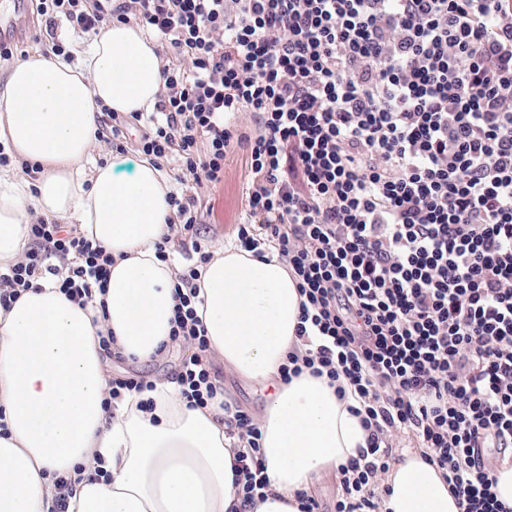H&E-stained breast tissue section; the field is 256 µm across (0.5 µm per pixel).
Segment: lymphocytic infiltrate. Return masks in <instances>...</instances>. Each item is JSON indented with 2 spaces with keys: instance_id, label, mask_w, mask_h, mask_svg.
I'll use <instances>...</instances> for the list:
<instances>
[{
  "instance_id": "lymphocytic-infiltrate-1",
  "label": "lymphocytic infiltrate",
  "mask_w": 512,
  "mask_h": 512,
  "mask_svg": "<svg viewBox=\"0 0 512 512\" xmlns=\"http://www.w3.org/2000/svg\"><path fill=\"white\" fill-rule=\"evenodd\" d=\"M46 25L97 36L137 18L168 43L151 112L102 109L96 138L154 166L178 159L220 185L246 155L237 240L293 271L305 300L289 357L345 380L367 448L341 467L336 512H375L397 433L438 467L461 512H508L491 454H512V0H35ZM251 114L253 128L237 120ZM170 228L197 259L178 271L171 336L195 346L178 378L203 407L218 387L198 353L203 242L195 196L168 194ZM0 270V306L52 278L92 301L112 258L38 219ZM244 504L268 483L253 417L225 406Z\"/></svg>"
}]
</instances>
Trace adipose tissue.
<instances>
[{"mask_svg": "<svg viewBox=\"0 0 512 512\" xmlns=\"http://www.w3.org/2000/svg\"><path fill=\"white\" fill-rule=\"evenodd\" d=\"M73 53L19 61L0 92V143L44 167L33 186L0 168V267L20 259L34 216L76 221L112 265L99 302L81 305L45 281L0 308V512H51L60 477L66 512H239L238 440L221 399L190 406L170 380L114 398L104 366L108 334L112 350L139 364L173 346L176 267L157 253L169 185L146 161L130 179L90 163L101 107L153 108L163 85L155 40L116 21ZM200 273L203 360L269 391L257 420L269 487L249 512H299V494L366 448L351 412L358 401L307 371L282 381L289 355L318 342L296 336L304 297L286 262L228 242ZM384 485L380 512H460L441 470L420 455Z\"/></svg>", "mask_w": 512, "mask_h": 512, "instance_id": "adipose-tissue-1", "label": "adipose tissue"}]
</instances>
